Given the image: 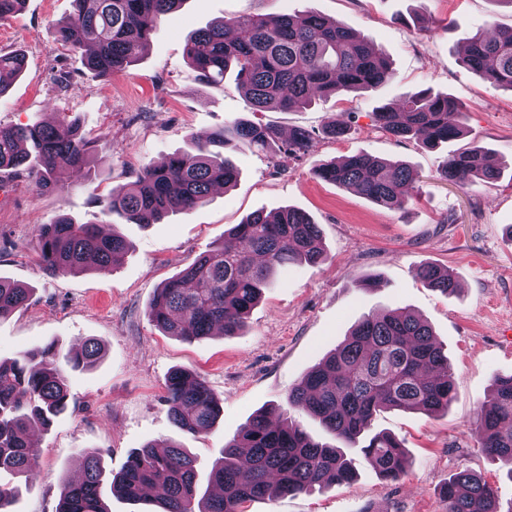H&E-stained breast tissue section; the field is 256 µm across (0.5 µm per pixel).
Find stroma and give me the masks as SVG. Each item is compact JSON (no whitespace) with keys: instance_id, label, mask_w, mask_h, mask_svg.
<instances>
[{"instance_id":"obj_1","label":"stroma","mask_w":512,"mask_h":512,"mask_svg":"<svg viewBox=\"0 0 512 512\" xmlns=\"http://www.w3.org/2000/svg\"><path fill=\"white\" fill-rule=\"evenodd\" d=\"M72 0H25L0 21V51L25 55L22 75L0 96V125L77 122L108 163L65 176L60 192L38 191L31 179L0 171V277L28 287V305L0 320V360L47 344L68 350L91 338L102 348L89 368L69 371L68 409L49 429H36L32 482L10 512H56L66 483L82 475L86 451L98 450L106 471L120 472L149 443H176L207 475L226 442L257 411L281 413L320 441L329 436L307 411L289 407V392L346 337L362 317L396 307L424 319L448 350L454 398L446 411L387 409L371 432L400 440L410 463L384 481L357 450V479L322 491L245 503L244 512H447L442 490L456 472L480 475L512 512V476L483 452L473 430L493 380L512 375V91L463 63V44L480 28H512V9L491 0H185L165 15L140 60L98 78L57 39ZM312 12L347 23L385 52L393 77L358 93L314 99L288 111H252L235 71L219 85L199 80L185 57L189 35L209 23L262 14ZM429 89L463 107L467 135L427 151L397 140L373 121L375 109ZM240 119L281 133L347 122L343 139L319 138L304 160L270 161L227 148L240 167L229 189L206 203L147 227L105 216L99 199L133 181L221 126ZM479 143L501 177L472 192L439 179L449 150ZM364 152L404 161L420 174L406 210L381 208L316 173L320 164ZM291 206L318 225L328 259L297 262L274 274L245 328L187 342L165 335L145 311L157 288L180 274L227 230L253 212ZM67 216L114 223L133 243L116 265L55 277L44 268L35 229ZM432 263L450 270L459 289L443 295L417 275ZM177 368L200 375L221 399L223 415L209 433L185 434L168 414L165 382Z\"/></svg>"}]
</instances>
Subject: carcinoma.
<instances>
[{"label":"carcinoma","instance_id":"1","mask_svg":"<svg viewBox=\"0 0 512 512\" xmlns=\"http://www.w3.org/2000/svg\"><path fill=\"white\" fill-rule=\"evenodd\" d=\"M182 2L73 0L72 14L57 27L58 39L75 51L90 50L84 65L107 78L138 61L160 19ZM187 56L209 84L224 82V73L234 67L256 111H287L316 97L373 88L392 76L387 56L354 29L310 13L213 22L191 37ZM463 61L490 83L512 90V28L491 35L476 32L467 41ZM23 65L21 53L0 52V95ZM459 116L455 100L428 90L374 112L378 128L426 149L462 136ZM314 142L313 133L303 128L284 138L268 124L235 122L196 142L193 152L144 167L134 181L99 203L108 215L157 224L173 212L203 204L215 186L236 182L237 168L213 147L302 158ZM92 158L72 124L65 133L51 124L0 126V169L27 173L41 191L62 189L60 175L83 172ZM318 175L390 210L408 205L419 180L406 162L362 153L324 164ZM438 176L460 187H490L500 170L488 150L473 144L448 155ZM37 243L44 268L54 276L106 267L132 247L115 231L104 233L97 224H77L65 216L39 225ZM326 259L319 227L306 212L294 207L256 211L222 243L166 281L146 315L162 332L189 342L211 335L216 325L233 336L245 327L274 271L296 261L320 264ZM418 276L443 294L457 289L453 277L432 264L421 266ZM29 298L30 289L0 277V319L27 305ZM100 353L99 343L87 339L65 359L72 369L87 368ZM57 356L59 349L49 344L20 359L0 361V471L19 480L31 477L37 454L31 429L50 426L68 407L67 373L56 364ZM452 398L448 355L424 320L404 308L368 315L288 395V406L306 409L337 445L316 440L289 422L274 425L272 413L259 411L224 445L209 471L210 486L222 488L220 494L200 491L194 460L179 445L162 452L146 445L114 478L106 475L98 452L89 450L83 479L66 484L57 512H110L106 487L131 504L154 502L158 512H242L246 502L353 481L355 472L343 446L360 448L381 478L395 481L405 472L407 453L390 435L368 434L374 415L384 409L431 414L448 409ZM166 402L175 426L191 435L210 432L222 410L204 379L186 369L170 373ZM475 430L486 454L512 477V376L494 379L492 397L480 407ZM19 490L0 482V512H9ZM443 495L448 512H501L495 490L473 473L450 477Z\"/></svg>","mask_w":512,"mask_h":512}]
</instances>
